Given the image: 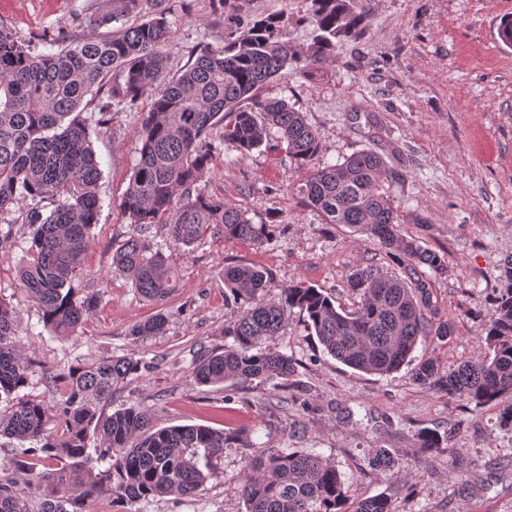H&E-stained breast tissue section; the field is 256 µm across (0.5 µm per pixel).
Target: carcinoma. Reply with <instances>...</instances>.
<instances>
[{"label": "carcinoma", "mask_w": 512, "mask_h": 512, "mask_svg": "<svg viewBox=\"0 0 512 512\" xmlns=\"http://www.w3.org/2000/svg\"><path fill=\"white\" fill-rule=\"evenodd\" d=\"M97 2L91 22L112 27L98 37L75 39L61 31L43 39L39 51L0 27V216L16 206L18 216L9 223L33 229L20 281L51 333L71 335L98 302L77 295L73 281L104 205L91 132L104 128L107 106L88 116L81 106L105 90L133 107L149 100L137 125L139 157L120 202L132 232L112 253L113 270L130 276L147 300L162 305L179 288L165 250L188 251L215 234L253 244L270 236L268 224L254 223L199 188L224 145L249 153L272 140L284 144L294 168L308 170L299 187L304 203L326 223L378 240L395 265L391 271L356 267L348 279L355 307L345 310L303 283L280 288L272 299L276 285L267 269L224 264V301L234 308L224 335L233 342L200 352L194 366L199 384L287 382L295 363L270 342L284 335L294 308L327 354L368 374L394 373L411 362L419 341L454 334L432 291V278L448 272V260L400 233L383 157L364 149L338 164L311 166L321 149L318 130L286 100L263 94L282 71L325 64L359 38L368 0H304L299 20L313 30L305 50L288 39V17L245 19L247 0H217L221 15L236 21L224 46L201 48L173 73L164 51L172 38L170 9L134 22L142 0ZM155 224L166 229L161 243L149 237ZM500 277L506 288L486 322L480 353L446 373L423 362L413 372L418 384L477 406L512 397L511 257ZM166 323L160 311L128 335L137 342L161 333ZM16 327L17 311L0 298V403L9 404L0 414V436L19 443L17 455L0 464V512H32L30 494L41 499L38 512H86L90 499L104 495L119 512H136L145 499L192 496L224 448L242 441L241 427L158 428L138 405L112 409L113 395L149 364L130 354L62 371L44 367L21 354ZM35 376L49 388L64 384L61 398L51 405L20 397ZM46 462L50 468L37 470ZM370 464L392 471L399 462L378 448ZM241 495L246 512H394L383 496L349 500L336 466L298 448L257 459Z\"/></svg>", "instance_id": "cac0c4a2"}]
</instances>
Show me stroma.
<instances>
[{"label": "stroma", "instance_id": "1", "mask_svg": "<svg viewBox=\"0 0 512 512\" xmlns=\"http://www.w3.org/2000/svg\"><path fill=\"white\" fill-rule=\"evenodd\" d=\"M173 2L166 52L175 70L192 50L223 45L229 23L214 14L211 0ZM95 8V0H0V26L37 46L57 30L87 37ZM511 15L512 0H371L360 39L314 69L285 70L266 88L318 129L316 164L371 149L395 171L388 187L403 234L448 260L433 293L456 332L443 342L419 343L413 353L414 362L432 359L445 370L478 353L503 286L499 267L512 256V47L499 38ZM139 114L113 102L108 124L92 134L104 207L74 286L99 302L75 336L50 335L18 286L29 225H12L10 242L0 246V297L19 312L15 343L24 354L60 369L132 353L152 367L113 406L148 409L160 428L245 427L244 445L225 449L196 495L144 501L139 512H245L242 479L267 448L315 453L336 465L351 497L385 495L396 512H512V432L497 426L504 401L476 406L449 399L418 385L407 366L388 376L349 368L308 334L298 311L274 342L295 362L287 386L197 384L199 348L228 341L225 262L264 266L276 286L303 282L344 307L353 302L347 279L356 265H391L378 241L324 223L302 202L298 188L306 174L278 146L248 154L222 148L201 183L254 223H269V240L254 246L209 237L192 251L173 253L182 286L161 307L169 315L165 330L131 343L128 329L160 309L112 269V252L131 231L118 204L138 158ZM424 430L442 436L440 454L421 448ZM377 448L396 454L399 469L373 470Z\"/></svg>", "mask_w": 512, "mask_h": 512}]
</instances>
